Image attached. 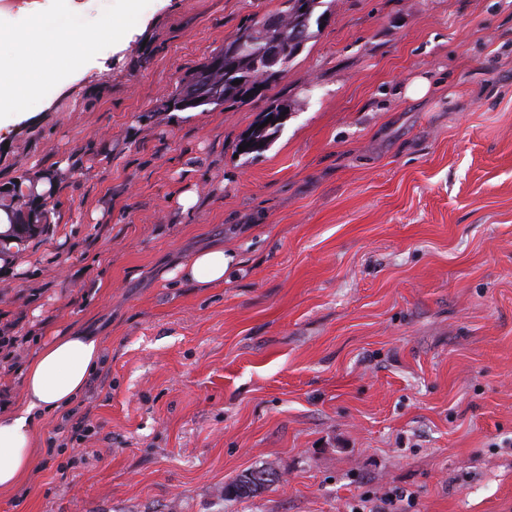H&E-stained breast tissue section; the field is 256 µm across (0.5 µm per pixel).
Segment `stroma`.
<instances>
[{
    "instance_id": "stroma-1",
    "label": "stroma",
    "mask_w": 512,
    "mask_h": 512,
    "mask_svg": "<svg viewBox=\"0 0 512 512\" xmlns=\"http://www.w3.org/2000/svg\"><path fill=\"white\" fill-rule=\"evenodd\" d=\"M281 7L140 0L104 66L0 128L1 189L55 176L47 230L0 265V335L25 339L0 401L54 337L104 344L0 512H352L395 489L404 512H512V0H329L263 96L169 109ZM276 105L272 143L236 155ZM216 243L223 284L167 279ZM83 415L82 461L48 456ZM267 474L270 478L263 479L260 477ZM272 473L265 469L254 470L249 475L237 480L224 488L225 494L234 495L238 498H247L257 490L273 484L276 480L275 476L272 478Z\"/></svg>"
}]
</instances>
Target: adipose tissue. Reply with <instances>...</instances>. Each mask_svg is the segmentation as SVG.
<instances>
[{"label":"adipose tissue","instance_id":"ef3b65f1","mask_svg":"<svg viewBox=\"0 0 512 512\" xmlns=\"http://www.w3.org/2000/svg\"><path fill=\"white\" fill-rule=\"evenodd\" d=\"M99 0H13L7 14L17 27L0 23V116L23 111L26 102L46 101L48 87L65 85L84 71L100 31L130 34L132 13L103 14L91 24ZM230 258L216 246L178 265L175 276L200 288L222 284ZM103 357L98 337H56L30 362L19 404L0 414V491L21 485L34 466L43 418L71 410L86 391Z\"/></svg>","mask_w":512,"mask_h":512}]
</instances>
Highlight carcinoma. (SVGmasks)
I'll return each mask as SVG.
<instances>
[{
    "label": "carcinoma",
    "mask_w": 512,
    "mask_h": 512,
    "mask_svg": "<svg viewBox=\"0 0 512 512\" xmlns=\"http://www.w3.org/2000/svg\"><path fill=\"white\" fill-rule=\"evenodd\" d=\"M323 4L325 0H283V8L277 12L278 25L268 27L257 21L241 28L212 60L182 79L172 96L173 109L205 112L227 103L246 104L255 98V87L265 91L275 87L284 77L288 64L301 52L300 43L295 41L298 27L305 19L321 25L325 13L318 9ZM235 80L239 84H233ZM282 112L277 106L262 114V120L268 124L255 126L239 140L242 146L251 143L244 154L260 153L268 146L282 125ZM0 211L7 220L0 226V260L7 264L25 246L27 237L23 236V230L35 224L36 232L41 233L48 225L44 223L46 213L30 207L15 188L0 190ZM265 473V469L254 470L225 487L224 493L247 498L275 482L272 477L262 478Z\"/></svg>",
    "instance_id": "1"
}]
</instances>
